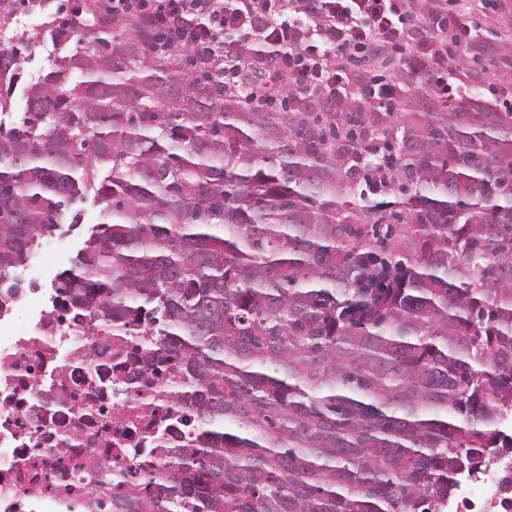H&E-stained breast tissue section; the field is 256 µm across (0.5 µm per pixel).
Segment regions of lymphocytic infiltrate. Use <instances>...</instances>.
<instances>
[{"instance_id": "1", "label": "lymphocytic infiltrate", "mask_w": 512, "mask_h": 512, "mask_svg": "<svg viewBox=\"0 0 512 512\" xmlns=\"http://www.w3.org/2000/svg\"><path fill=\"white\" fill-rule=\"evenodd\" d=\"M104 7L165 30L171 44L208 47L206 64L223 71L225 93L250 107L269 104L272 96L240 81L241 68L266 69L336 104L349 85L344 61L387 47L447 95L449 64L467 49L472 29L458 18L451 45H444L439 36L449 25L440 6L420 17L413 0H306L300 12L292 0H104ZM253 40L262 50L245 55Z\"/></svg>"}]
</instances>
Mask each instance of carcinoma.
I'll use <instances>...</instances> for the list:
<instances>
[{
	"mask_svg": "<svg viewBox=\"0 0 512 512\" xmlns=\"http://www.w3.org/2000/svg\"><path fill=\"white\" fill-rule=\"evenodd\" d=\"M22 6L49 0L0 24ZM46 33L35 83L32 38L0 48V114L25 102L0 121V283L99 207L52 287L148 337L196 422L112 512H441L512 448V110L424 75L383 117L246 108L97 0Z\"/></svg>",
	"mask_w": 512,
	"mask_h": 512,
	"instance_id": "1",
	"label": "carcinoma"
}]
</instances>
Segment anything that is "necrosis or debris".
Returning <instances> with one entry per match:
<instances>
[{
	"label": "necrosis or debris",
	"mask_w": 512,
	"mask_h": 512,
	"mask_svg": "<svg viewBox=\"0 0 512 512\" xmlns=\"http://www.w3.org/2000/svg\"><path fill=\"white\" fill-rule=\"evenodd\" d=\"M51 247L13 275L33 287L0 292V512H102L80 482L91 463L143 482L192 434L173 385L145 373L129 339L36 284ZM448 512H512V448L463 478Z\"/></svg>",
	"instance_id": "4bbe7bcc"
}]
</instances>
